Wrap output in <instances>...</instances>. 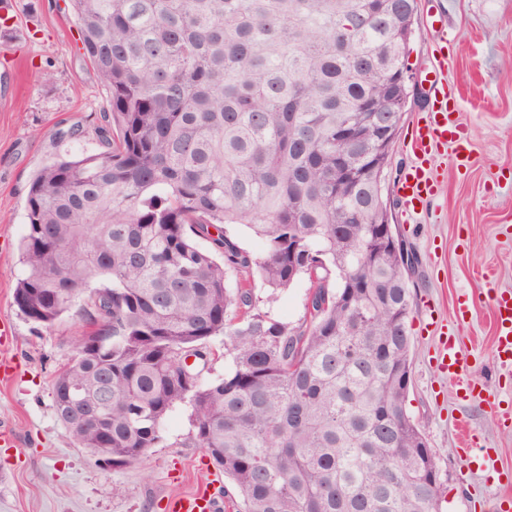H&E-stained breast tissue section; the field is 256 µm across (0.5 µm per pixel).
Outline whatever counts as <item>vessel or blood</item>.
I'll use <instances>...</instances> for the list:
<instances>
[{
  "mask_svg": "<svg viewBox=\"0 0 512 512\" xmlns=\"http://www.w3.org/2000/svg\"><path fill=\"white\" fill-rule=\"evenodd\" d=\"M430 94L431 102L425 115L413 125L405 143L406 149L414 155L415 163L394 188L396 196L412 212L424 206L438 192L439 179L429 169L430 155L434 148L452 146L455 166L463 168L468 164L466 146L470 139L469 130L454 117L458 109V90L448 88L447 84L435 77L430 81ZM489 308L495 326L493 365L497 371L511 374L512 291L494 292ZM439 367L463 398L485 402L492 420L501 425H512V398H500L486 382L475 377L459 327L449 332L439 357ZM458 456L459 473L464 478L486 469L492 460L489 449L479 444L460 448ZM220 508V502L205 489L171 503V512H219Z\"/></svg>",
  "mask_w": 512,
  "mask_h": 512,
  "instance_id": "1",
  "label": "vessel or blood"
}]
</instances>
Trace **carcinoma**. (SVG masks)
Wrapping results in <instances>:
<instances>
[{
    "label": "carcinoma",
    "mask_w": 512,
    "mask_h": 512,
    "mask_svg": "<svg viewBox=\"0 0 512 512\" xmlns=\"http://www.w3.org/2000/svg\"><path fill=\"white\" fill-rule=\"evenodd\" d=\"M69 2L112 129L32 178L14 291L40 325L62 290L97 314L54 378L69 437L138 464L185 404L244 512H439L386 192L415 0ZM254 275L269 305L306 279L310 320L274 318ZM219 336L224 374L202 384L183 362Z\"/></svg>",
    "instance_id": "1"
}]
</instances>
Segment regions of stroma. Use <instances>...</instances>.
Segmentation results:
<instances>
[{"label":"stroma","instance_id":"35a3bbf8","mask_svg":"<svg viewBox=\"0 0 512 512\" xmlns=\"http://www.w3.org/2000/svg\"><path fill=\"white\" fill-rule=\"evenodd\" d=\"M431 13L448 29L447 47L428 25ZM77 39L64 0H11L10 9H0V359L13 364L11 375L0 378V432L13 438L0 445V512H169L175 498L202 488L218 496L226 483L192 443L189 407L170 413L162 443L142 463L103 469L76 447L53 409L54 376L88 329L79 312L83 300L49 326L29 320L14 302L32 177L57 157L104 149L108 95ZM409 63L403 134L427 105L424 77L434 71L459 88L455 117L470 131L467 169L455 168L450 148H438L437 195L411 217L394 206L393 222L419 260L408 411L436 452L441 512H471L474 502L512 496V485L483 473L459 482L456 450L474 433L487 443L496 469L512 472V428L496 426L483 404L459 399L436 358L456 322L458 298L468 295L473 371L512 396V376L491 367L487 304L493 290H512V0H418ZM403 134L394 143L393 184L412 162Z\"/></svg>","mask_w":512,"mask_h":512}]
</instances>
